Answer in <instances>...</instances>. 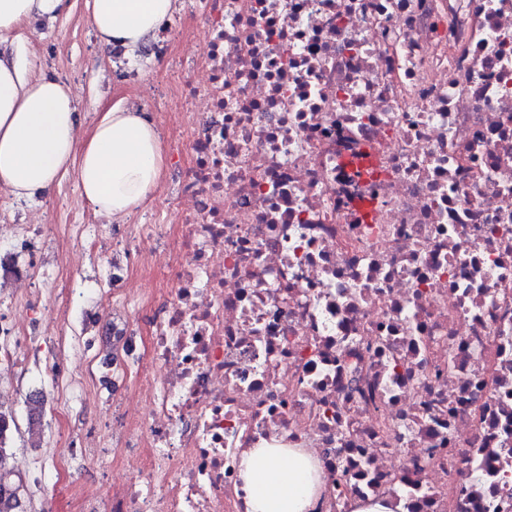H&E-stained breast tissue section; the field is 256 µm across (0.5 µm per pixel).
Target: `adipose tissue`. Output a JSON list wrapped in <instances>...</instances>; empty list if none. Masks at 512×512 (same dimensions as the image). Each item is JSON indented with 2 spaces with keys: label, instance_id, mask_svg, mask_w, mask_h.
I'll return each instance as SVG.
<instances>
[{
  "label": "adipose tissue",
  "instance_id": "adipose-tissue-1",
  "mask_svg": "<svg viewBox=\"0 0 512 512\" xmlns=\"http://www.w3.org/2000/svg\"><path fill=\"white\" fill-rule=\"evenodd\" d=\"M68 0H0V186L18 200L51 192L74 175L93 210L130 216L149 200L166 162L157 126L118 102L81 136L77 101L59 77H32L34 63L12 46L35 18L55 19ZM181 0H87L101 48H141ZM247 512H310L323 481L320 461L304 448H251L240 461Z\"/></svg>",
  "mask_w": 512,
  "mask_h": 512
}]
</instances>
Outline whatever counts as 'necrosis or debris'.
<instances>
[{
	"label": "necrosis or debris",
	"instance_id": "1",
	"mask_svg": "<svg viewBox=\"0 0 512 512\" xmlns=\"http://www.w3.org/2000/svg\"><path fill=\"white\" fill-rule=\"evenodd\" d=\"M178 59L172 206L129 242L164 286L100 329L125 481L75 512H245L249 448L310 449L313 512H512V0H201ZM372 158L365 177L350 161ZM95 253L83 210L14 225L0 337L25 335L40 245Z\"/></svg>",
	"mask_w": 512,
	"mask_h": 512
}]
</instances>
